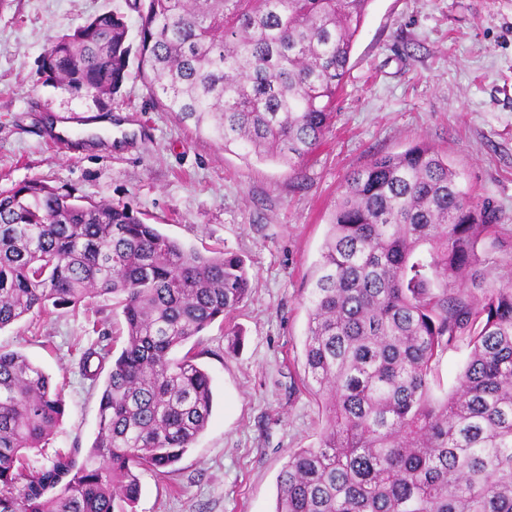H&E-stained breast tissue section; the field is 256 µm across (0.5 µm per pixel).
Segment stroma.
Masks as SVG:
<instances>
[{"label":"stroma","instance_id":"stroma-1","mask_svg":"<svg viewBox=\"0 0 512 512\" xmlns=\"http://www.w3.org/2000/svg\"><path fill=\"white\" fill-rule=\"evenodd\" d=\"M133 0H7L0 7V190L34 179L92 200L125 203L200 250L243 256L248 298L199 336L214 406L206 430L170 473L141 476L133 512H274L278 477L297 448L317 446L323 412L302 387L303 302L345 176L424 141L447 155L462 187L490 203L496 276H512V0H372L336 98V121L296 169L245 163L199 139L151 96L138 73L109 98L45 82L40 59L56 35L116 9L137 31ZM111 116V127L99 126ZM112 134L75 152L48 138L54 122ZM122 333L110 298L29 314L0 329L62 390L54 450L90 447L101 386L79 374L83 347ZM241 340L230 348L226 326Z\"/></svg>","mask_w":512,"mask_h":512}]
</instances>
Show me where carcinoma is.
I'll list each match as a JSON object with an SVG mask.
<instances>
[{
    "label": "carcinoma",
    "mask_w": 512,
    "mask_h": 512,
    "mask_svg": "<svg viewBox=\"0 0 512 512\" xmlns=\"http://www.w3.org/2000/svg\"><path fill=\"white\" fill-rule=\"evenodd\" d=\"M371 0H134L57 37L46 80L98 99L131 57L162 109L250 161L303 162L336 96ZM495 212L426 142L350 173L307 289L304 388L322 404L317 447L290 452L275 512H512V280L492 277ZM250 292L245 260L203 253L126 205L32 180L0 191V329L48 306L108 296L120 351L101 335L82 374L107 379L86 450L46 454L58 387L0 350V512H114L140 471L164 474L206 429L213 393L195 347L174 352ZM460 343L453 390L439 355ZM468 348L464 344L450 348L436 360L432 380L433 392L437 396L449 393L456 384L457 377L462 371L468 355Z\"/></svg>",
    "instance_id": "1"
}]
</instances>
